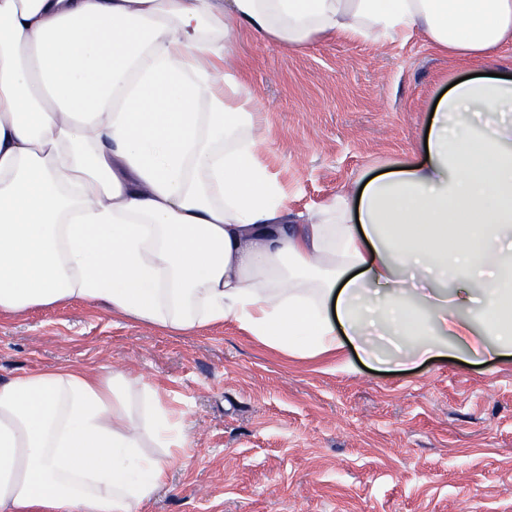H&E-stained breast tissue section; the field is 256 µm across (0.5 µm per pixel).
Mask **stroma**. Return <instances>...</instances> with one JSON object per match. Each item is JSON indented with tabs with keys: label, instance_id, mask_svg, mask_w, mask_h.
Segmentation results:
<instances>
[{
	"label": "stroma",
	"instance_id": "stroma-1",
	"mask_svg": "<svg viewBox=\"0 0 512 512\" xmlns=\"http://www.w3.org/2000/svg\"><path fill=\"white\" fill-rule=\"evenodd\" d=\"M260 112V156L298 214L413 155L439 93L483 61L422 34L230 47ZM112 363L164 391L190 438L138 512H512V356L405 372L351 349L288 356L232 323L187 336L77 301L0 317V378Z\"/></svg>",
	"mask_w": 512,
	"mask_h": 512
}]
</instances>
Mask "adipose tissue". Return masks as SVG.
Listing matches in <instances>:
<instances>
[{
  "label": "adipose tissue",
  "mask_w": 512,
  "mask_h": 512,
  "mask_svg": "<svg viewBox=\"0 0 512 512\" xmlns=\"http://www.w3.org/2000/svg\"><path fill=\"white\" fill-rule=\"evenodd\" d=\"M243 30L488 62L512 0H0V314L85 300L397 371L512 351V79L448 87L422 151L293 216L228 71ZM187 444L121 367L0 380V512H136Z\"/></svg>",
  "instance_id": "1"
}]
</instances>
